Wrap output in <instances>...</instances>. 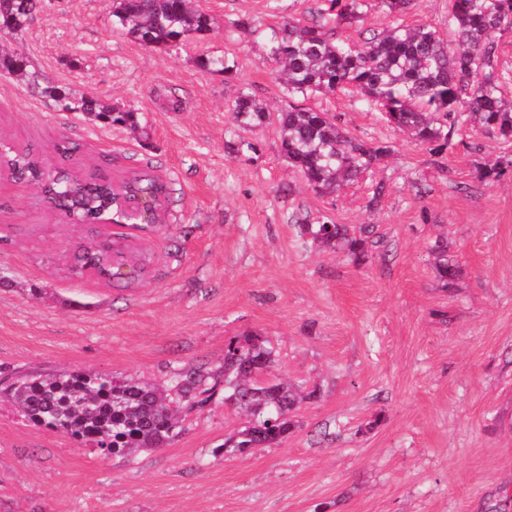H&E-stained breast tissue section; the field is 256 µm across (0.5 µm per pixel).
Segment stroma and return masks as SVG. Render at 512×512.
Here are the masks:
<instances>
[{
  "label": "stroma",
  "mask_w": 512,
  "mask_h": 512,
  "mask_svg": "<svg viewBox=\"0 0 512 512\" xmlns=\"http://www.w3.org/2000/svg\"><path fill=\"white\" fill-rule=\"evenodd\" d=\"M321 5L194 0L210 31L148 49L113 25L109 0H40L21 33L0 35V51L25 56L40 81L139 121L103 127L0 73L1 138L84 178L150 166L173 189L166 224L128 239L152 263L122 288L74 274L88 225L0 177V512H512V142L466 129L435 153L358 93L288 94L266 36ZM361 12L345 30L357 44L394 19L455 40L448 0H411L396 18L364 0ZM241 92L266 103L269 121L238 125ZM292 109L334 115L388 152L340 192L318 193L281 151L275 116ZM63 141L77 151L59 154ZM239 141L255 151L232 152ZM500 161L503 175L479 179ZM294 213L371 224L381 240L359 265L303 238ZM440 245L458 269L450 284ZM244 331L270 340L275 378L317 392L269 448L221 453L244 418L220 385L184 412L178 437L131 462L10 404L12 379L30 372L164 383L215 369Z\"/></svg>",
  "instance_id": "1"
}]
</instances>
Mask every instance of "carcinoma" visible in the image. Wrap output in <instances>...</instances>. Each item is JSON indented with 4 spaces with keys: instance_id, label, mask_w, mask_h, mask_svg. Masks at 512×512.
<instances>
[{
    "instance_id": "1",
    "label": "carcinoma",
    "mask_w": 512,
    "mask_h": 512,
    "mask_svg": "<svg viewBox=\"0 0 512 512\" xmlns=\"http://www.w3.org/2000/svg\"><path fill=\"white\" fill-rule=\"evenodd\" d=\"M189 0H112V17L128 36L145 47L175 45L191 34L210 30L212 19L191 9ZM336 25L360 19L362 0H329ZM36 0H0V33L17 34L32 18ZM457 36L451 48L426 25H389L357 45L320 24L300 20L271 30L270 53L282 64L288 93L334 94L356 91L388 126L410 133L440 152L451 133L473 121L512 140V101L502 87L512 74L496 71L497 34L512 30V0H448ZM25 76L40 94L55 100L64 112H83L108 127L134 130L136 113L121 110L71 88L40 85L27 72V61L0 55V72ZM233 112L243 125L269 119L262 103L240 93ZM281 151L313 189L334 193L357 180L380 158L382 147L369 146L343 129L327 112L312 109L282 112L277 117ZM4 163L37 180L45 168L28 150L5 147ZM124 194H148L165 205L168 182L151 170H140L123 183ZM49 199L83 224H96L108 214L128 217L113 198L107 178L86 184L65 168L55 169L46 185ZM300 234L324 247L348 250L356 263L366 259L367 239L344 224L317 221L300 225ZM128 253L116 239L95 250L80 249L76 270L103 274L121 265ZM276 366L269 340L244 333L229 340L224 365L211 370L175 372L160 387L138 379L116 381L101 375L62 373L30 375L10 385L19 416L35 425L58 430L92 444L104 455L132 458L143 449L162 448L183 430L179 410L210 400L208 384L224 383V403L245 416L244 426L224 439V454L246 453L261 444L272 446L296 427L294 412L316 397L286 381L257 384V375Z\"/></svg>"
}]
</instances>
